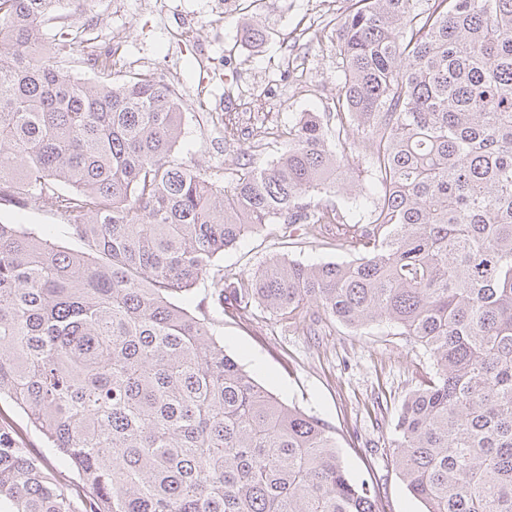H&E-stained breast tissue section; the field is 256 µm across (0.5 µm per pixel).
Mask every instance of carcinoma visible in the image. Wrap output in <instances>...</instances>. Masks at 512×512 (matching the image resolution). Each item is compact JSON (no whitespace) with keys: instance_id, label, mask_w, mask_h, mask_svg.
<instances>
[{"instance_id":"1","label":"carcinoma","mask_w":512,"mask_h":512,"mask_svg":"<svg viewBox=\"0 0 512 512\" xmlns=\"http://www.w3.org/2000/svg\"><path fill=\"white\" fill-rule=\"evenodd\" d=\"M54 8L0 0V203L55 212L83 250L0 222V399L82 490L0 425V512H379L330 427L224 353L210 312L229 300L398 327L432 360L393 422L407 490L422 512H512V0H352L335 111L228 183L176 156L182 104L153 74L47 59V39L79 44ZM245 136L226 112L224 140ZM266 224H332L352 259L276 258L210 312L174 302Z\"/></svg>"}]
</instances>
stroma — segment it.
Masks as SVG:
<instances>
[{
    "mask_svg": "<svg viewBox=\"0 0 512 512\" xmlns=\"http://www.w3.org/2000/svg\"><path fill=\"white\" fill-rule=\"evenodd\" d=\"M142 0H125L113 13L104 0L107 24L98 32L106 45L112 28L128 31L126 70L113 71L114 82L126 72H140L145 60L176 64L182 84L197 87L206 80L209 129L198 123L194 98L183 101V134L176 146L179 158L211 171L231 173L240 163L253 160L263 165L284 149L280 139L224 141V113L235 110L238 119L256 128H287L302 112H327L340 77L336 50L325 31L326 24L341 14L349 0H223L224 10L212 12L213 0H172L193 14L197 36L215 60L211 71L200 73L193 54L180 51L173 40L177 17L160 7L144 10ZM265 29L267 40L253 48L242 38L246 26ZM303 40H296L299 29ZM295 40V69L282 76L280 66L285 43ZM0 219L33 231L49 232L63 249L81 244L67 233L60 216L33 207L13 209ZM275 258L306 264L350 260V253L334 241L313 239L299 225L269 224L241 239L219 255L192 294L184 297L189 308L223 283L249 277ZM215 332L224 340L225 352L263 387L287 405L299 408L329 424L336 431L340 456L352 478L366 481L379 496L380 512H420L421 505L407 491L390 448L394 416L401 401L413 390L429 362L412 350L405 337L396 336L386 324L358 332L343 326L316 325L312 331L294 329L259 309L226 312L215 318ZM0 423L11 426L23 444L45 457L49 468L63 469L58 454L49 450L42 436L10 401L0 400Z\"/></svg>",
    "mask_w": 512,
    "mask_h": 512,
    "instance_id": "obj_1",
    "label": "stroma"
}]
</instances>
